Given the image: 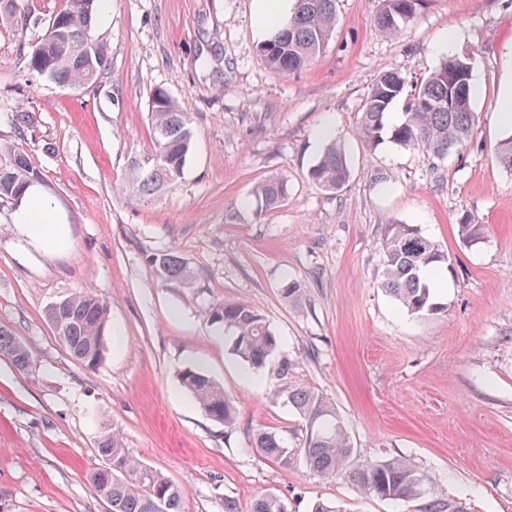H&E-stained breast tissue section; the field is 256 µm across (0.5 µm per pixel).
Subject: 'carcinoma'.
I'll list each match as a JSON object with an SVG mask.
<instances>
[{
	"instance_id": "carcinoma-1",
	"label": "carcinoma",
	"mask_w": 512,
	"mask_h": 512,
	"mask_svg": "<svg viewBox=\"0 0 512 512\" xmlns=\"http://www.w3.org/2000/svg\"><path fill=\"white\" fill-rule=\"evenodd\" d=\"M102 0H65L48 22L44 36L27 55L29 75L60 87L81 89L98 82L109 65L106 42L92 35ZM423 0H383L375 18L377 28L391 36L400 34L417 16ZM65 15L68 37L65 43L51 40L57 17ZM336 26L335 0H296L293 11L258 46L261 60L280 74L300 71L325 51ZM470 58L452 57L426 78L406 91V81L397 72L382 74L368 93L360 117L359 134L371 147L384 138L402 147H418L442 159L474 139L476 115L471 93ZM406 98L404 119L388 122L394 102ZM151 138L153 150L135 160L130 169L127 191L133 197H153L168 190L180 176L192 146V117L176 98L162 88L151 93ZM499 165L512 171V137L496 149ZM349 175L345 152L328 144L308 170L309 178L324 190L340 189ZM38 178L21 153L0 165V199H21ZM254 195L260 207H278L288 197V183L279 176L259 182ZM459 232L466 243L484 234V225L468 218L460 220ZM384 268L380 287L401 308L414 315H435L444 307L435 302L431 276L453 265L433 240L411 224H388L381 243ZM163 280L189 287L194 270L174 251L155 254L150 260ZM46 317L56 335L76 360L94 365L102 359L107 331L108 303L89 293L78 292L53 303ZM210 318L232 332L231 350L253 369L264 366L279 346V338L264 317L253 307L226 302L211 310ZM0 355L7 356L20 371L33 365L26 346L6 326H0ZM184 388L204 413L226 426L234 424L237 410L224 389L205 373L187 369L181 374ZM288 403L311 427L305 447L290 448L273 432H261L256 447L265 456L288 464L301 453L310 471L323 477H341L358 491L387 500L422 499L427 478L403 458L379 462L361 461L354 454L345 428L335 408L309 389L288 393ZM96 452L102 460H112V476L101 469L89 475L92 493L112 503V512H184L183 491L160 472L141 463L127 448L123 437L109 429L99 433ZM249 512H287L284 501L273 494L257 498ZM422 512H463L453 500L432 497Z\"/></svg>"
}]
</instances>
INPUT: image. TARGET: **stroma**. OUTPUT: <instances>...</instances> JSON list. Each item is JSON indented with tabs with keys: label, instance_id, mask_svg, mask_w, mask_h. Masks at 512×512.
I'll list each match as a JSON object with an SVG mask.
<instances>
[{
	"label": "stroma",
	"instance_id": "stroma-1",
	"mask_svg": "<svg viewBox=\"0 0 512 512\" xmlns=\"http://www.w3.org/2000/svg\"><path fill=\"white\" fill-rule=\"evenodd\" d=\"M257 0H112L93 30L107 43L99 86L31 79L26 56L61 0H15L38 22L0 18V164L25 154L66 224L52 247L15 224L0 199V326L33 357L0 356V512H104L88 484L101 467V424L184 492V512H241L274 494L288 512H419L420 501L358 493L300 459L261 454L272 431L303 447L306 424L287 400L308 388L336 409L361 459L403 457L432 495L464 512H512V172L495 150L512 135L497 105L512 86V0H424L403 32H379L382 0H336V27L302 71L268 68L257 47ZM473 59L478 133L445 159L358 135L363 103L387 71L407 82L444 59ZM162 87L193 120L182 173L163 195L132 199V160L150 152L149 104ZM24 109L25 133L3 120ZM346 153L336 192L307 172L328 144ZM288 199L258 212L261 180ZM484 225L463 242L462 218ZM412 224L454 273L433 291L443 310L412 315L378 286L385 224ZM174 251L195 283L158 278L150 259ZM301 283L285 303L283 281ZM87 291L107 301L110 334L95 367L73 359L48 322L54 302ZM227 301L258 310L280 339L254 370L210 318ZM197 369L237 408L212 420L180 382Z\"/></svg>",
	"mask_w": 512,
	"mask_h": 512
}]
</instances>
